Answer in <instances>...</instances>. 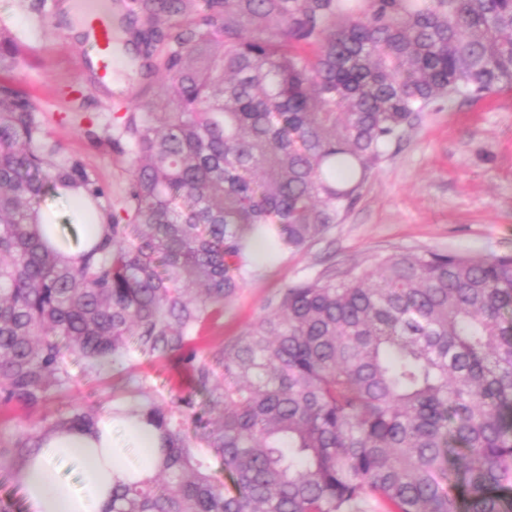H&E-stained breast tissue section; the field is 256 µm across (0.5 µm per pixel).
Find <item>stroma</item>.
<instances>
[{
    "instance_id": "obj_1",
    "label": "stroma",
    "mask_w": 512,
    "mask_h": 512,
    "mask_svg": "<svg viewBox=\"0 0 512 512\" xmlns=\"http://www.w3.org/2000/svg\"><path fill=\"white\" fill-rule=\"evenodd\" d=\"M0 0V29L18 48V77L36 99L53 140L79 156L120 202L128 156L113 151L122 116L152 97L128 35L112 51L124 88L92 86L94 71L82 35L72 33L59 0ZM432 249L480 259L512 255V89L483 99L441 100L418 113L372 169L354 206L320 240L297 253L256 262L222 312L191 333L189 349L206 357L243 336L287 286L378 258ZM191 362L179 354L132 352L88 369L73 361L69 377L40 402L0 404V501L25 512L20 471L59 417L76 410L104 415L143 391L165 403L194 391Z\"/></svg>"
}]
</instances>
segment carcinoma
I'll list each match as a JSON object with an SVG mask.
<instances>
[{"instance_id": "obj_1", "label": "carcinoma", "mask_w": 512, "mask_h": 512, "mask_svg": "<svg viewBox=\"0 0 512 512\" xmlns=\"http://www.w3.org/2000/svg\"><path fill=\"white\" fill-rule=\"evenodd\" d=\"M130 24L163 92L113 140L130 160L117 208L50 138L0 37L3 403H38L71 355L182 351L252 271L246 233L303 250L417 113L512 88V0H138ZM77 187L66 224L103 232L69 259L42 204ZM510 309L512 256L396 253L286 287L244 336L189 356L223 387L210 447L234 490L141 391L127 407L165 448L108 512H512Z\"/></svg>"}]
</instances>
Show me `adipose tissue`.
Returning a JSON list of instances; mask_svg holds the SVG:
<instances>
[{
    "instance_id": "adipose-tissue-1",
    "label": "adipose tissue",
    "mask_w": 512,
    "mask_h": 512,
    "mask_svg": "<svg viewBox=\"0 0 512 512\" xmlns=\"http://www.w3.org/2000/svg\"><path fill=\"white\" fill-rule=\"evenodd\" d=\"M161 433L139 415L107 414L95 428H64L44 438L23 466L20 483L27 512H107L112 486L152 472ZM76 465L80 478L64 479L60 466Z\"/></svg>"
}]
</instances>
